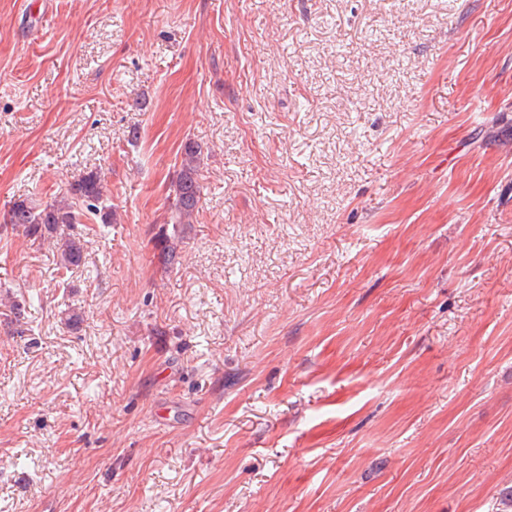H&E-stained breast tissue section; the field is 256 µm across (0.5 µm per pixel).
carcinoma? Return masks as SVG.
<instances>
[{"label":"carcinoma","instance_id":"1","mask_svg":"<svg viewBox=\"0 0 512 512\" xmlns=\"http://www.w3.org/2000/svg\"><path fill=\"white\" fill-rule=\"evenodd\" d=\"M200 149L193 141H187L182 148L180 169L173 178L169 195L172 196L170 214L166 223L172 225L173 233L159 235L158 247L163 261H175L180 244L179 227L191 224L199 213L202 186L199 180ZM107 195L104 176L99 169L87 171L80 179L70 183L61 199L42 208L34 206L27 199L13 201L4 213V223L21 228L26 236L46 241L57 233L62 224H79L82 218L91 216L102 224L114 221L112 208L103 204ZM87 242L77 235H71L57 243L59 266L73 270L84 265Z\"/></svg>","mask_w":512,"mask_h":512}]
</instances>
